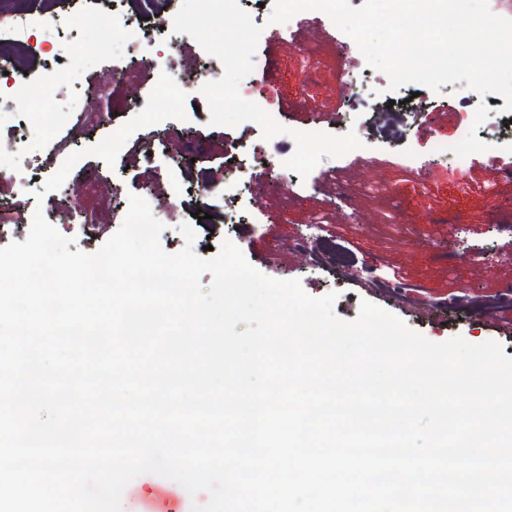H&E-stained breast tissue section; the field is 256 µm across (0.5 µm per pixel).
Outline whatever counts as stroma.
<instances>
[{
	"label": "stroma",
	"mask_w": 512,
	"mask_h": 512,
	"mask_svg": "<svg viewBox=\"0 0 512 512\" xmlns=\"http://www.w3.org/2000/svg\"><path fill=\"white\" fill-rule=\"evenodd\" d=\"M272 9L273 0H243L246 41L228 29L177 36L164 25L189 16L193 4L159 0L141 39L145 60L134 65L110 27L89 23V16L105 14L101 0H11L0 11V44L12 49L16 70L32 73L49 63L60 80L76 77L106 90L80 102L81 112L100 121L78 140L80 150L137 115L140 94L162 73L200 58L222 61L229 45L238 67L187 91L186 120L135 131L114 165L82 158L50 192L43 185L56 165L41 169L30 188L19 179L25 161L54 155L73 110L51 87L29 84L23 110L0 116V247L25 241L39 210L73 249L96 252L124 220L115 198L136 195L163 224L166 253L184 248L179 227L189 222L199 257L211 258L213 248L231 240L264 275L299 280L313 297L337 293L341 319H355L367 300L431 341L494 340L512 357V302L499 299L512 283L511 118L490 98H473L462 81L436 91L415 84L389 90L387 76L363 55L347 57L351 38L324 13L303 12L274 27ZM59 15L78 22L55 28ZM23 18L30 25L26 43L13 36ZM309 41L321 46L318 60L304 51ZM57 43L64 58L56 62L47 51ZM345 69L365 91L343 93ZM242 70L256 80L254 96L237 88ZM407 98L415 111H406ZM265 101L282 112L277 129L244 118ZM465 110L482 118L464 132ZM448 141L463 167L436 152ZM234 153L246 166L229 177L224 158ZM200 178L208 191L195 192ZM197 211L206 218L196 224ZM74 212L87 215V223H74ZM292 239L303 249H289ZM208 499L146 473L124 490L122 512H191Z\"/></svg>",
	"instance_id": "stroma-1"
}]
</instances>
